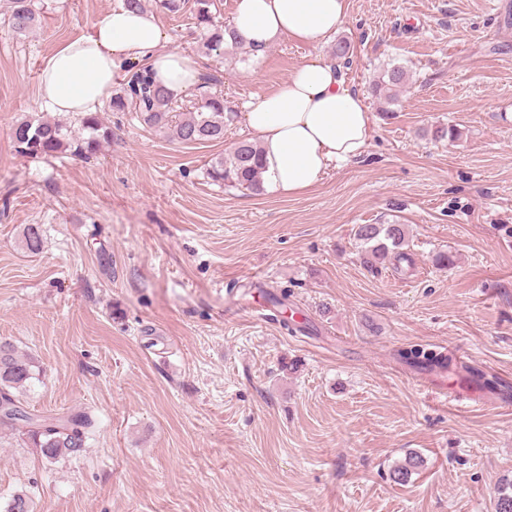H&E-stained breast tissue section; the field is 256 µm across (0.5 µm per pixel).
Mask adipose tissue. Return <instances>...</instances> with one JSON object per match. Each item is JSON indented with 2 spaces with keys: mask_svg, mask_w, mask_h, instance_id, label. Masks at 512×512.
<instances>
[{
  "mask_svg": "<svg viewBox=\"0 0 512 512\" xmlns=\"http://www.w3.org/2000/svg\"><path fill=\"white\" fill-rule=\"evenodd\" d=\"M347 16L348 0H237L232 26L260 53L280 38L319 47ZM141 59L173 96L201 81L198 63L167 47L155 15L118 8L44 60L40 97L54 112L91 111L111 95L125 64ZM242 118L262 149L263 187L280 196L303 194L329 168L362 157L374 126L364 96L335 61L319 56L299 64L278 89L247 102Z\"/></svg>",
  "mask_w": 512,
  "mask_h": 512,
  "instance_id": "obj_1",
  "label": "adipose tissue"
}]
</instances>
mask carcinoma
<instances>
[{"instance_id":"1","label":"carcinoma","mask_w":512,"mask_h":512,"mask_svg":"<svg viewBox=\"0 0 512 512\" xmlns=\"http://www.w3.org/2000/svg\"><path fill=\"white\" fill-rule=\"evenodd\" d=\"M8 22L17 35H27L40 24L39 8L35 0H8ZM161 6L173 14L190 8L195 27L204 39L203 46L209 52L228 54L236 49V40L230 26L218 23L212 7L214 0H160ZM409 83L407 70L400 66L384 69L373 83V93L389 104L400 90ZM173 99L156 82L147 66L142 65L128 81L112 95L107 109L112 112L130 110L145 126L183 144L224 141L225 123L231 120L233 110L224 97L213 95L194 112L172 111ZM80 128L86 136L71 141L68 129L58 121L24 117L16 122L12 139L17 153L31 158H51L69 150L84 157L95 154L99 148L112 142V128L106 125L101 113L89 112L79 118ZM206 174L213 182L227 187L253 192L262 191L261 150L254 141H239L227 156L210 161ZM355 236L368 246L370 263H380L392 255L397 262L408 261L404 247L408 245L405 224H360ZM21 246L29 253L37 254L43 248V235L39 225L28 224L21 233ZM398 359L413 369L430 370L440 375L452 374L457 381L474 385L480 390H493L496 381L481 373L463 375L451 368L452 360L440 352L420 347L402 349ZM40 375L38 359L30 353H22L9 342L0 343V402L14 410L0 414V425L19 431L24 443L39 450L48 463L81 455L85 451L91 417L85 413L69 414L53 418H38L29 413L21 402L32 379ZM422 464L417 455L409 456L405 464L392 470L391 478L397 484L409 481L413 471ZM493 512H512V481L498 493L492 504ZM5 512H34L31 497L21 491L14 494Z\"/></svg>"}]
</instances>
